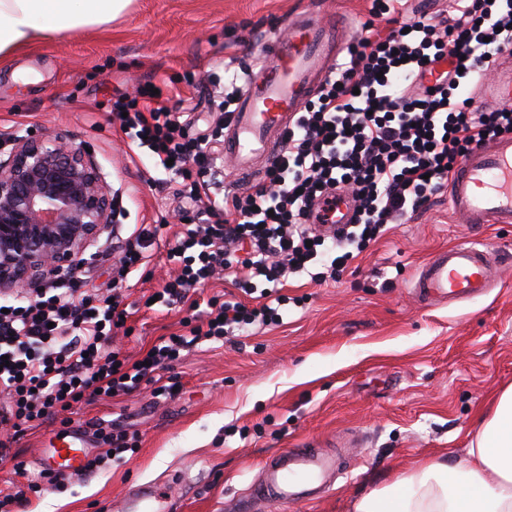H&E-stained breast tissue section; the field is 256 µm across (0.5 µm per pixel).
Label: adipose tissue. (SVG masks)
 Here are the masks:
<instances>
[{"label": "adipose tissue", "mask_w": 512, "mask_h": 512, "mask_svg": "<svg viewBox=\"0 0 512 512\" xmlns=\"http://www.w3.org/2000/svg\"><path fill=\"white\" fill-rule=\"evenodd\" d=\"M131 0H0V58L37 38L110 23ZM455 463L435 461L359 498L354 512H512V386Z\"/></svg>", "instance_id": "1"}]
</instances>
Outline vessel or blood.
<instances>
[{
  "mask_svg": "<svg viewBox=\"0 0 512 512\" xmlns=\"http://www.w3.org/2000/svg\"><path fill=\"white\" fill-rule=\"evenodd\" d=\"M342 48L335 25L318 24L307 12L281 23L261 41L259 59L250 67L231 123L224 131V156L240 174L266 171L304 102L331 73ZM481 94L491 102L512 100V58L496 64V75ZM449 203L470 224H512V135L481 144L467 155L449 185ZM496 257L479 240L439 251L411 283L419 298L460 303L484 295L495 284ZM89 453L76 431L44 449L41 463L62 478L78 475ZM335 457L313 448H291L265 462L261 475L235 512H270L271 508L310 498V485L335 472ZM125 512H175L168 492L129 488Z\"/></svg>",
  "mask_w": 512,
  "mask_h": 512,
  "instance_id": "b4317fda",
  "label": "vessel or blood"
}]
</instances>
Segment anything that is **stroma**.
Here are the masks:
<instances>
[{
  "label": "stroma",
  "instance_id": "35a3bbf8",
  "mask_svg": "<svg viewBox=\"0 0 512 512\" xmlns=\"http://www.w3.org/2000/svg\"><path fill=\"white\" fill-rule=\"evenodd\" d=\"M372 0H132L111 23L40 39L0 62V140L35 131L68 134L87 146L119 194L114 224L87 249L82 289L108 288L109 269L137 225L173 218L182 199L169 173L155 168L112 125V97H137L145 82L166 88L167 106L190 113L193 135L211 133L219 99L214 80H243L257 41L294 12L320 23L340 17L349 39L389 29L372 18ZM473 240L509 255L500 282L471 301L432 307L412 292L420 265L437 250ZM127 293L124 341L130 359L179 331L181 311L147 306L169 277L165 247ZM280 326L236 344L205 342L168 375L178 390L155 399L150 385L114 399L89 398L77 427L122 419L134 451L63 488L30 497L27 512H121L128 488L155 484L179 512H231L265 461L291 448L335 453L341 466L320 498L284 512H353L369 490L436 460L466 458L475 423L512 385V224H468L447 195L432 197L351 261L337 281L288 279ZM57 422L27 429L0 460V490L15 460L40 478L41 448L61 436Z\"/></svg>",
  "mask_w": 512,
  "mask_h": 512
}]
</instances>
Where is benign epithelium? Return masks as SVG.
<instances>
[{
    "label": "benign epithelium",
    "mask_w": 512,
    "mask_h": 512,
    "mask_svg": "<svg viewBox=\"0 0 512 512\" xmlns=\"http://www.w3.org/2000/svg\"><path fill=\"white\" fill-rule=\"evenodd\" d=\"M12 145L0 158V292L33 295L82 268L112 223V190L86 147L62 133Z\"/></svg>",
    "instance_id": "7a95c632"
}]
</instances>
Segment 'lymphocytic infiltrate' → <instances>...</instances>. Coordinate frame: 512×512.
<instances>
[{"mask_svg": "<svg viewBox=\"0 0 512 512\" xmlns=\"http://www.w3.org/2000/svg\"><path fill=\"white\" fill-rule=\"evenodd\" d=\"M509 49L512 0H464L444 24L417 20L406 33L359 39L300 110L264 182L246 193L221 190L203 137L187 134L162 95L146 87L136 99L117 94L113 123L179 178L178 195L192 202L179 213L185 229L167 251L174 269L159 301L183 306L191 290L224 275L262 302L213 296L205 321L184 317L187 333L161 337L128 361L116 344L129 316L125 292L162 230L134 228L107 291H82L80 273L65 274L0 311V357L9 361L0 368V459L33 422L71 424L85 396L113 398L145 382L154 396L172 394L155 375L189 347L282 323L288 300L276 287L288 276L338 280L355 255L447 188L474 146L512 135L511 103L479 112L468 94L473 76ZM340 189L353 195L354 222L344 235L319 234L315 226L331 221ZM222 213L228 221H219Z\"/></svg>", "mask_w": 512, "mask_h": 512, "instance_id": "lymphocytic-infiltrate-1", "label": "lymphocytic infiltrate"}]
</instances>
